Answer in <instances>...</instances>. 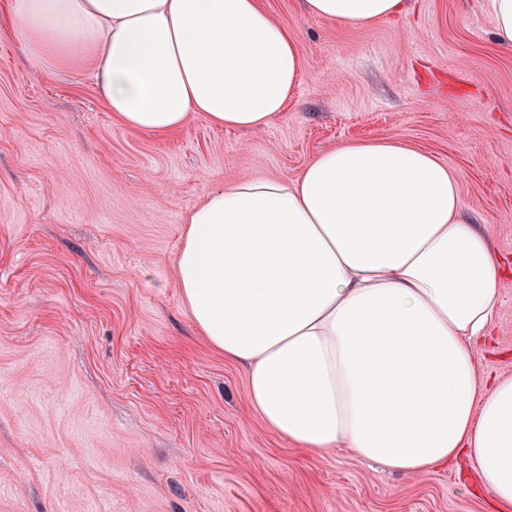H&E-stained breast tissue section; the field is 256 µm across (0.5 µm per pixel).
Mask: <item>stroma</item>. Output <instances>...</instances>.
I'll list each match as a JSON object with an SVG mask.
<instances>
[{
    "label": "stroma",
    "instance_id": "1",
    "mask_svg": "<svg viewBox=\"0 0 512 512\" xmlns=\"http://www.w3.org/2000/svg\"><path fill=\"white\" fill-rule=\"evenodd\" d=\"M284 112L122 125L89 75L39 72L0 16V512H489L466 461L398 475L308 452L254 413L244 370L196 327L176 277L183 217L215 187L293 180L353 139L432 151L512 258V50L485 0H407L398 20L315 22ZM482 375L512 370V281Z\"/></svg>",
    "mask_w": 512,
    "mask_h": 512
}]
</instances>
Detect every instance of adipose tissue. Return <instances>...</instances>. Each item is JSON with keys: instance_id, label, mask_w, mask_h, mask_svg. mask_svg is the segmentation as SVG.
Instances as JSON below:
<instances>
[{"instance_id": "ef3b65f1", "label": "adipose tissue", "mask_w": 512, "mask_h": 512, "mask_svg": "<svg viewBox=\"0 0 512 512\" xmlns=\"http://www.w3.org/2000/svg\"><path fill=\"white\" fill-rule=\"evenodd\" d=\"M40 71L88 73L121 124L151 133L200 113L255 130L296 86L297 40L258 0H0ZM363 27L406 0H301ZM178 284L251 406L292 445L344 448L402 475L466 458L512 512V372L481 346L512 277L448 165L398 140L347 141L292 182L211 191L186 217Z\"/></svg>"}]
</instances>
